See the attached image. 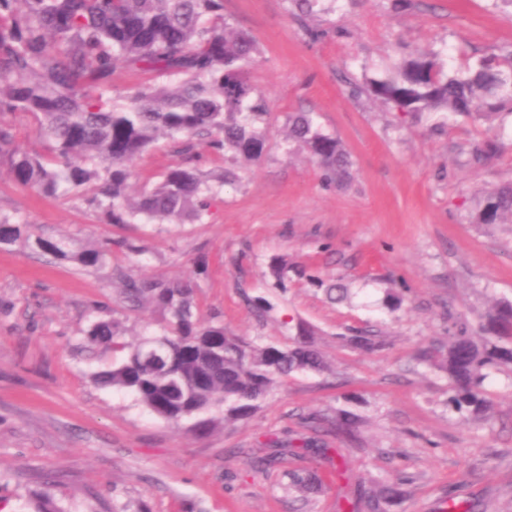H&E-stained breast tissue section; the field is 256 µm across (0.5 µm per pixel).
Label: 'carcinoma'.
<instances>
[{
    "label": "carcinoma",
    "mask_w": 512,
    "mask_h": 512,
    "mask_svg": "<svg viewBox=\"0 0 512 512\" xmlns=\"http://www.w3.org/2000/svg\"><path fill=\"white\" fill-rule=\"evenodd\" d=\"M324 0H289L299 22L326 11ZM262 50L250 32L224 19V0H0V167L7 166L23 188L46 196L75 194L85 198L102 224H186L202 219L210 206L207 160L196 151L204 141L214 159L257 163L267 149L266 130L258 123L269 115L262 90L251 74ZM118 70L145 78L127 96H112ZM168 78L165 83L156 79ZM354 98L367 96L401 117L443 113L435 130L443 131L457 116L491 124L512 111V50L501 56H471L455 66L442 52L415 50L394 70L377 71L364 83H348ZM34 120L38 151L16 143L11 117ZM288 143L306 151L327 188L344 189L352 178V160L341 140L315 125L312 113L290 112ZM167 141L176 162L151 186L133 189L132 163ZM498 140L474 145L480 162L501 152ZM471 223L512 225V181L482 193ZM24 239L34 252L75 262L101 272L109 265L111 243L73 251L63 239L35 234L30 225L0 214V244ZM292 266L285 258L270 264L273 287L284 288ZM124 281L121 301L130 308L155 307L160 331L132 340L110 316L93 322L87 336L93 345L121 353L118 361L94 373L102 387L133 394L151 414L173 424L196 419L204 432L222 420L248 418L282 379L294 372L326 368L316 348L315 331L300 321L289 344L257 343L234 336L219 320H206L192 299L190 283L134 279L115 268L108 277ZM326 298L341 302L348 288L324 284ZM448 336L419 350L418 361L448 379V408L461 418L481 423L492 403L485 381L494 371L512 372V301H496L473 326L447 309ZM166 343L162 359L148 363L143 343ZM344 345L367 353L385 349L378 328L357 329L340 337ZM327 434L339 440L358 439L354 416L336 414ZM298 440L272 441L274 450L258 457L271 469L292 453L295 442L312 450L316 460L336 463L344 477L341 454L330 448L320 430ZM346 499L352 512H388L403 496L400 483L374 479ZM290 488L318 491V473L290 475Z\"/></svg>",
    "instance_id": "1"
}]
</instances>
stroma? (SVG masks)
I'll return each instance as SVG.
<instances>
[{
	"label": "stroma",
	"instance_id": "stroma-1",
	"mask_svg": "<svg viewBox=\"0 0 512 512\" xmlns=\"http://www.w3.org/2000/svg\"><path fill=\"white\" fill-rule=\"evenodd\" d=\"M224 16L253 33L262 61L252 73L271 114L269 148L241 171L239 182L213 184L212 203L193 224H103L83 198L45 197L18 186L0 168V213L44 236L68 238L72 249L103 239L138 240L139 260L113 250L112 263L141 277L183 279L207 317L233 334L285 343L288 320L316 332L327 367L283 380L248 419L200 434L190 422H165L131 394L94 384L92 374L115 360L88 345L85 330L110 308L127 338L155 330L159 314L129 310L119 283L102 272L0 246V512H33L49 495L59 512H349L341 495L356 483L411 476L390 512H439L447 493L476 512H512V382L491 375L493 403L482 425L449 413L448 381L414 369L418 348L444 336L443 307L469 320L491 300L512 301V226L483 227L470 214L483 191L512 180V114L488 126L459 117L447 133L416 123L369 99L349 97L341 75L392 67L407 50L455 55L512 49V8L489 0H334L324 26L341 22L343 37L308 42L287 0H224ZM311 112L349 151L351 185L324 187L304 151H288L286 117ZM485 137L504 150L479 165L462 148ZM205 257L198 273L195 260ZM282 256L324 278L340 277L351 298L329 302L301 277L286 290L270 286L268 263ZM408 288L389 311V289ZM272 304L257 319L249 297ZM375 323L388 338L381 353L340 345V335ZM363 417L358 442L347 445L346 480L298 449L279 466L258 468L251 450L296 438L308 417L337 410ZM317 468L325 486L300 499L288 474Z\"/></svg>",
	"mask_w": 512,
	"mask_h": 512
}]
</instances>
